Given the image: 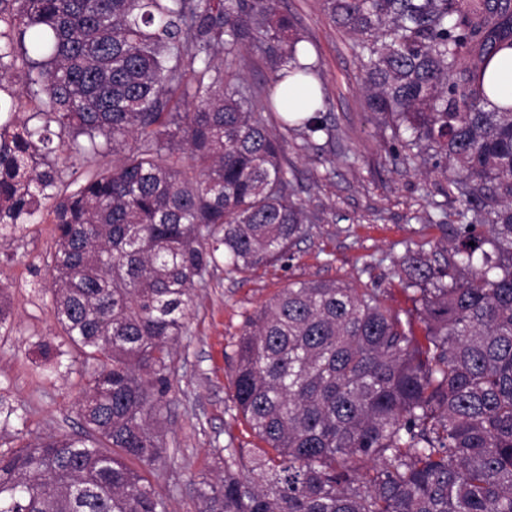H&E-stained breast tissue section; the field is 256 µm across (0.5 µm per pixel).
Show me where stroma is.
<instances>
[{
	"instance_id": "obj_1",
	"label": "stroma",
	"mask_w": 512,
	"mask_h": 512,
	"mask_svg": "<svg viewBox=\"0 0 512 512\" xmlns=\"http://www.w3.org/2000/svg\"><path fill=\"white\" fill-rule=\"evenodd\" d=\"M322 74L334 139L289 148L299 198L321 216L288 259L250 277L210 271L172 349V389L157 427L164 460L150 476L167 512H197V487L215 477V460L235 448L244 458L262 446L234 407L230 355L247 318L288 282L342 279L387 289L395 309L411 308L398 271L408 253L443 261L444 232L427 221L436 203L455 214L448 182L429 165L394 162L390 134L366 108L355 38L331 22L322 0H280ZM52 227L31 224L0 243V287L11 316L0 329V452L81 429L78 403L91 372L63 335L53 313L44 258ZM57 355L45 360L43 342Z\"/></svg>"
}]
</instances>
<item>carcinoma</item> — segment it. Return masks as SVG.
I'll list each match as a JSON object with an SVG mask.
<instances>
[{
    "label": "carcinoma",
    "instance_id": "obj_1",
    "mask_svg": "<svg viewBox=\"0 0 512 512\" xmlns=\"http://www.w3.org/2000/svg\"><path fill=\"white\" fill-rule=\"evenodd\" d=\"M353 33L369 111L394 160L432 161L462 202L444 265L399 278L413 310L342 280H298L249 317L234 403L266 444L202 480L200 512H512V105L489 61L512 49V0H323ZM321 79L279 0H0V230L53 215L54 316L93 366L82 431L0 452V512H167L171 347L219 264L288 257L317 217L288 139L333 135L319 100L268 115L239 66ZM45 121H19L24 99ZM112 150L81 174L74 159ZM72 180L65 181L66 170ZM423 326L424 340L413 319Z\"/></svg>",
    "mask_w": 512,
    "mask_h": 512
}]
</instances>
